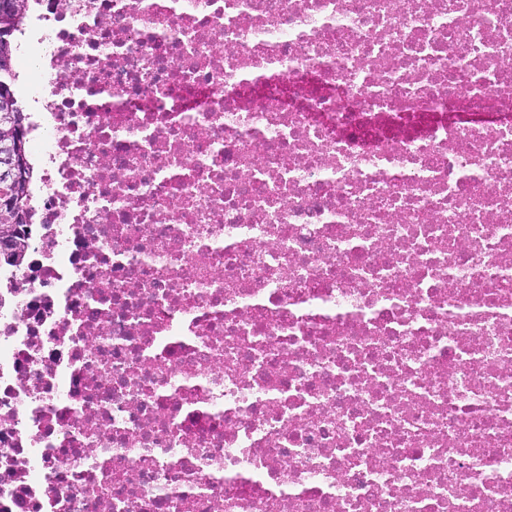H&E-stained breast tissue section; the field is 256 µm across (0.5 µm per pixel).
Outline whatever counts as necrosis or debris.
<instances>
[{
  "mask_svg": "<svg viewBox=\"0 0 512 512\" xmlns=\"http://www.w3.org/2000/svg\"><path fill=\"white\" fill-rule=\"evenodd\" d=\"M0 512H512V0H35Z\"/></svg>",
  "mask_w": 512,
  "mask_h": 512,
  "instance_id": "necrosis-or-debris-1",
  "label": "necrosis or debris"
}]
</instances>
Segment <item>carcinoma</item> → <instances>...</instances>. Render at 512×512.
Returning <instances> with one entry per match:
<instances>
[{"label":"carcinoma","mask_w":512,"mask_h":512,"mask_svg":"<svg viewBox=\"0 0 512 512\" xmlns=\"http://www.w3.org/2000/svg\"><path fill=\"white\" fill-rule=\"evenodd\" d=\"M29 10V0H0V115L10 112L17 124V131L7 140V151L11 152L23 175L10 181L0 197V202L10 203L7 209H0V228L12 229L8 242L0 241V263L9 264L17 250L23 246L20 225L26 223L27 186L30 179V166L27 155L24 127L26 115L23 112L12 85L16 80L14 71V32L24 21Z\"/></svg>","instance_id":"obj_1"}]
</instances>
